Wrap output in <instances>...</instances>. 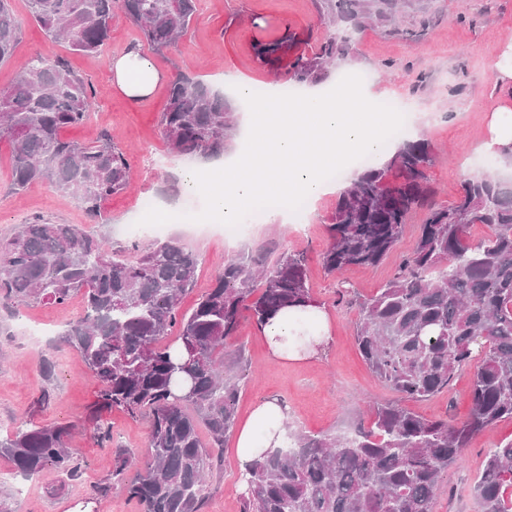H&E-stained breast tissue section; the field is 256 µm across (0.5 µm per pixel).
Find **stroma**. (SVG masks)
<instances>
[{"label":"stroma","instance_id":"1","mask_svg":"<svg viewBox=\"0 0 512 512\" xmlns=\"http://www.w3.org/2000/svg\"><path fill=\"white\" fill-rule=\"evenodd\" d=\"M11 5L24 24L13 58L0 64V87L10 84L34 54L65 58L92 84L95 105L89 119L65 129L64 137L91 144L107 132L128 154L134 170L131 188L105 203V223L92 225L111 251L124 258L134 257L136 250L147 249L156 239L141 227V198L159 203L173 198L170 185L178 177L175 166L181 158L170 152L159 125L172 77L182 71L217 91L224 75L235 74L268 90L279 86L280 79L253 57L252 40L288 29L299 37L301 50L309 52L323 35L316 0H198L189 34L166 53L147 52L161 79L148 98L138 100L123 93L112 77L113 61L142 38L123 16L113 18L110 38L100 53L83 55L47 40L37 24L27 21L26 0H12ZM402 26L400 35L366 28L353 58L342 69L332 70L324 85L335 86L344 71L367 74L365 91L375 94L377 103L403 112L410 135L426 139L443 154V161L428 174L437 203L448 206L459 197L466 179L488 167L489 156L481 146L490 116L506 96L497 65L512 58V0H436L435 10L422 17L405 16ZM410 30L419 31V39L407 38ZM9 155L8 142L1 140L0 241L8 240L19 225L36 220L89 223L80 205L49 181L13 193ZM335 202L332 195L315 203L304 201L281 226L267 224L266 211L253 212L239 239L225 237L219 224L189 227L177 220L168 227V236L202 258L194 290L183 297L182 310H190L211 286L227 254L275 244L305 253L312 295L332 318L330 343L321 358L306 362L271 359L257 326L243 321L238 336L224 349L226 364L243 375L236 400L239 422H246L260 401L275 398L287 406L294 426L312 435H334L366 419L368 402L396 398L355 346V308L337 306L336 298L345 287L363 297L373 296L394 272L400 255L412 249L425 213L410 214L404 236L382 264L330 275L321 266L320 254ZM81 311L77 297L63 307L0 303V422L12 427L28 421L74 426L77 435L71 446L83 470L74 483L64 482L51 468L24 478L15 475L8 458L1 456L0 494L9 497L13 512H141L125 485H113L105 497L96 493L112 475L115 449H127L139 458L145 455L149 424L146 418L118 410L104 412L112 444H98L89 419L97 388L64 339L69 321ZM473 371L470 365L459 370L448 392L414 402L412 410L428 419L464 420ZM511 437V421L476 436L445 475L433 512H479L474 485L486 451ZM239 472L235 440L230 437L206 488L203 512H240Z\"/></svg>","mask_w":512,"mask_h":512}]
</instances>
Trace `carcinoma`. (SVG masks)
Here are the masks:
<instances>
[{
	"mask_svg": "<svg viewBox=\"0 0 512 512\" xmlns=\"http://www.w3.org/2000/svg\"><path fill=\"white\" fill-rule=\"evenodd\" d=\"M29 18L71 50L96 54L120 14L162 54L191 29L197 0H27ZM433 0H318L323 39L295 52L291 32L256 39V59L286 68L294 85L321 82L355 53L368 26L400 33L405 13H427ZM23 22L0 0V64L9 61ZM94 106L91 83L60 59L30 57L15 82L0 88V140L9 142L13 188L46 179L97 223L103 203L127 189V152L111 136L95 145L61 137ZM168 148L219 158L232 143V104L180 72L170 81L161 116ZM438 157L425 139H398L390 161L371 163L336 199L328 243V274L376 267L401 238L409 214L428 206L411 252L371 298L358 304L354 342L394 393L419 400L449 390L456 372L481 349L468 417L452 424L426 419L396 401L373 406L367 422L343 435L313 436L284 422V447L249 464L240 480L242 512H433L443 475L464 448L491 426L512 421V179L496 173L466 181L450 206L429 203L428 175ZM401 181L387 182L391 169ZM492 233L473 240L468 229ZM200 258L175 238L154 241L131 260L116 258L105 239L80 224H23L0 243V299L66 304L80 295L82 315L65 342L97 386L89 418L99 444L110 441L104 410L149 422L140 473L127 483L143 512H200L215 454L233 432L239 382L224 369V345L244 314L259 327L286 307L317 305L304 255L240 250L224 258L210 288L179 313L195 284ZM209 442L199 435V424ZM71 425H37L0 435V456L27 477L51 467L70 480L81 463ZM474 491L481 512H512V438L486 452Z\"/></svg>",
	"mask_w": 512,
	"mask_h": 512,
	"instance_id": "obj_1",
	"label": "carcinoma"
}]
</instances>
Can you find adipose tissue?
<instances>
[{
	"label": "adipose tissue",
	"mask_w": 512,
	"mask_h": 512,
	"mask_svg": "<svg viewBox=\"0 0 512 512\" xmlns=\"http://www.w3.org/2000/svg\"><path fill=\"white\" fill-rule=\"evenodd\" d=\"M117 85L131 98L147 97L159 79L151 62L127 55L112 64ZM261 332L273 359L310 361L324 352L332 339V323L326 311L317 306L283 310ZM288 409L271 398L259 402L236 439V456L241 465H249L268 448L279 447L283 438L282 421Z\"/></svg>",
	"instance_id": "adipose-tissue-1"
}]
</instances>
